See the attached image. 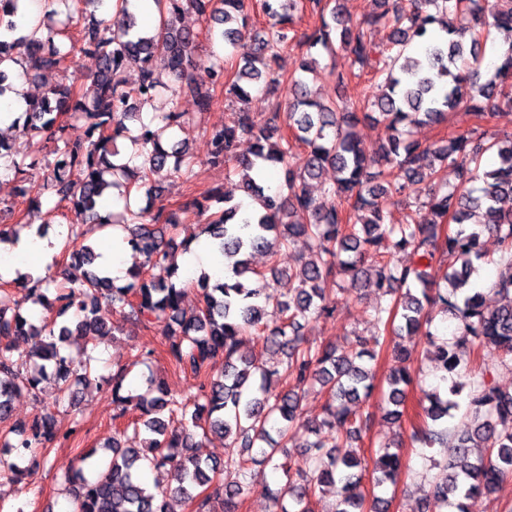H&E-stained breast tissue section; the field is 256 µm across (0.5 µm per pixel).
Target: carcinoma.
<instances>
[{
	"mask_svg": "<svg viewBox=\"0 0 512 512\" xmlns=\"http://www.w3.org/2000/svg\"><path fill=\"white\" fill-rule=\"evenodd\" d=\"M66 19L56 21L55 10L34 19L32 32L12 42L0 40V64L21 66L36 80L60 69L73 40L71 25L84 19L83 6L93 4L113 10V26L106 18H92L81 29L89 53L98 61L92 83L84 91L61 79L46 86L29 103L26 126L53 140L55 155L50 182L36 188L25 183L26 169L42 162L37 152L19 156L0 144L4 168L19 178L18 192L29 198V210H42L45 192L56 198L45 210L55 216L60 206L74 213L70 239L82 233L76 226L98 220L97 208L106 189L118 188L124 211L136 227L127 243L143 257L129 271L130 281L116 286L104 271L92 269L97 254L83 244L67 254L60 283L53 275L39 277L30 287L29 299L61 318L34 322L18 303L0 296V423L10 419L13 398L33 393L49 379L57 385L59 405L74 406L73 386L87 378L91 351L109 335L101 300L121 303L146 324L162 327L167 354L183 370L198 375L208 370L192 400L178 399L167 384L153 376L144 392L121 394L125 373L112 375V402L134 406L138 418L130 422L133 433L146 435L141 448L122 441L126 430L112 437L108 463L94 465V454L80 456V466L66 475L73 512H176L178 503L191 512H216L211 494L197 489L219 483L223 470L233 469L237 480L224 484L222 512H238L243 485L256 477L255 468H271L283 484L268 491L273 512H313L315 489L331 488L336 500L333 512H387L388 501L367 499L361 490L366 465L353 444L369 431V416L357 405L376 388L373 368L364 360L378 359L386 337L421 334L433 347L430 361L440 379L449 382L446 396L426 394L422 424L412 427L410 439L432 447L448 448V455L434 463L438 472L429 479L430 490L421 512H441L451 506L466 512L465 501L493 493L505 477L512 476V390L502 389L472 371L477 349L512 355V209L501 202L512 198V133L487 135L472 131L452 136L439 144L414 139L410 128L425 123L442 124L448 112L464 107L482 120L502 106L512 108V47L492 64L484 65L483 46L490 31L480 0H416V9L403 14L395 0H376L379 10L360 22L346 16L342 0H263L268 18L262 27L247 28V0H155L159 24L152 36L133 32L130 11L133 0H62ZM192 10L204 19L209 39L224 42V51L235 59L232 80H224L221 61L206 67L208 78L224 82L226 95L245 104L254 87L281 84L273 64L288 44V25L296 14L309 10L319 18L314 30L299 41L300 75L288 84V112L268 114L258 122L246 109L212 127L210 161L236 162L242 190L258 207L245 210L243 203L224 193L193 198L179 206L184 213L206 216L202 233L218 251L232 259L224 281L197 280L198 306L182 307L186 288L173 280L177 267L170 264L167 277L154 278L150 267L166 260L173 249L179 221L160 207L154 212H134L132 188L148 187L150 177L173 163V172L185 181L196 176L188 141L180 138L165 146L168 129L183 133L187 121L178 110L182 95L194 97L200 111L212 106V94L198 82V33L180 25L182 14ZM495 27L512 39V0H500ZM376 28L389 30L381 47L370 36ZM346 49L352 71L336 74L345 85L355 72L371 70L383 78L384 90L376 98L362 96L359 106L346 108L325 102L308 90L307 79L316 74L313 53L332 51L334 42ZM136 66L133 84L126 70ZM182 80L172 91L171 109L154 119H139L131 129L126 121L168 88L163 75ZM365 121L380 123L385 139L373 154L361 146L357 127ZM252 140L249 157L238 158V140ZM133 138L143 148L141 165L116 164L117 140ZM497 158L491 168L482 167L485 155ZM261 165L280 170L282 190L258 183L250 171ZM336 178L323 189L326 200L317 201L309 181L326 167ZM453 168L456 182L445 171ZM428 182L425 200L407 212L399 224L387 222L388 208L407 184ZM479 181L474 190L469 184ZM500 243L499 263L505 273L490 291L504 302L490 305L481 288L471 287L484 258L485 235ZM398 251L409 252L412 261L398 266L381 252L384 239ZM302 246L298 267L287 273L276 259L280 252ZM263 254L268 271L251 267V258ZM374 271L365 268L366 261ZM445 266L443 279L450 290L432 289L427 269ZM347 276L352 285L373 288L390 297V305L376 310L379 331L371 336H352L353 353L339 354L333 342L310 339L306 326L336 311L337 278ZM288 280L285 300L266 292L267 279ZM275 304L278 323L267 324L270 304ZM441 304L458 319L448 338L431 330L434 316L425 304ZM74 336L83 338L77 356L61 352V344ZM284 356L281 368L266 367L254 349ZM25 343L20 353L15 344ZM392 355L398 365L386 377L383 408L390 420L403 421L411 376L405 366L409 352L396 343ZM325 393L323 416H303L302 403L313 389ZM470 389V423L462 431L448 427V417L460 408L456 397ZM302 425L314 440L303 451L305 476H296V461L281 449L289 433ZM324 428H336L335 444L325 446ZM231 437L242 448L237 458L224 465L204 458L193 444L194 430ZM57 437L49 412L29 422L15 423L4 437L0 474L19 476L18 461L35 448H47ZM346 452L340 453L338 449ZM373 461L377 488L397 483L404 467L399 445L383 444ZM166 468L175 487L150 490L143 481L147 470Z\"/></svg>",
	"mask_w": 512,
	"mask_h": 512,
	"instance_id": "obj_1",
	"label": "carcinoma"
}]
</instances>
